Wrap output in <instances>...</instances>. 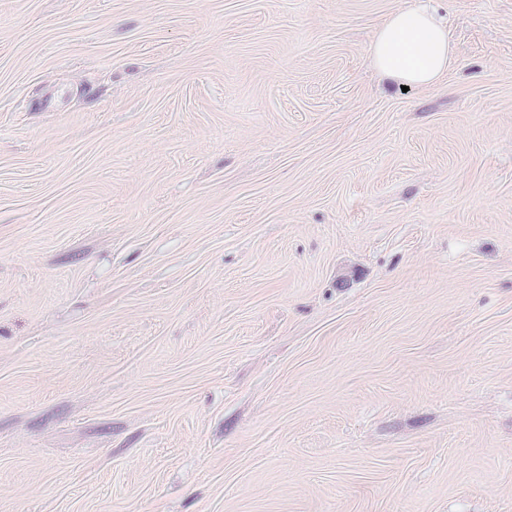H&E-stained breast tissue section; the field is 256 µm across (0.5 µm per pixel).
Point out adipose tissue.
Instances as JSON below:
<instances>
[{
    "mask_svg": "<svg viewBox=\"0 0 512 512\" xmlns=\"http://www.w3.org/2000/svg\"><path fill=\"white\" fill-rule=\"evenodd\" d=\"M373 62L382 78L407 86H427L452 65L446 27L427 9L395 13L379 31Z\"/></svg>",
    "mask_w": 512,
    "mask_h": 512,
    "instance_id": "1",
    "label": "adipose tissue"
}]
</instances>
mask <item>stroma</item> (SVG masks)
Listing matches in <instances>:
<instances>
[{"label": "stroma", "mask_w": 512, "mask_h": 512, "mask_svg": "<svg viewBox=\"0 0 512 512\" xmlns=\"http://www.w3.org/2000/svg\"><path fill=\"white\" fill-rule=\"evenodd\" d=\"M0 0V512H512V0ZM373 62L382 78L407 86H427L453 64L448 30L427 9L395 13L379 31Z\"/></svg>", "instance_id": "1"}]
</instances>
